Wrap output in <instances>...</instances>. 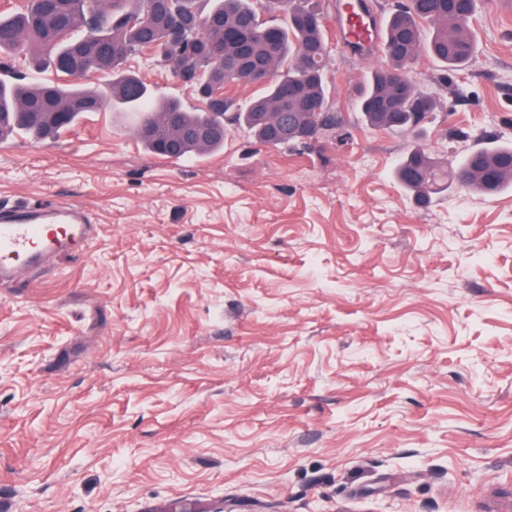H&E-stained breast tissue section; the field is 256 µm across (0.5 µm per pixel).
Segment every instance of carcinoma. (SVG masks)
<instances>
[{
    "mask_svg": "<svg viewBox=\"0 0 512 512\" xmlns=\"http://www.w3.org/2000/svg\"><path fill=\"white\" fill-rule=\"evenodd\" d=\"M270 4H280L285 20L262 17ZM479 0H413L391 3L383 43L385 63L367 79L357 104L368 126L405 132L419 137V129L434 106L433 98L407 78L419 53L427 50L450 68L470 63L475 38L468 25ZM322 13L316 0H24L21 9L0 14V60L29 55L34 70L44 67L72 75L62 66L71 60L80 71L64 87L35 83L25 76L0 78V143L17 135L36 142L56 140L76 127L88 112L103 104L138 115L136 134L151 152L173 159L200 156L224 147L226 132L240 128L258 143L286 148L298 136L283 129L270 130L255 121L260 112L286 116L298 111L296 94L303 93L317 105L312 134L336 139L340 123L325 92L326 29L313 25V15ZM95 15L100 49H112V76L107 92L82 83L87 75L100 72L89 48L88 18ZM146 16V24H129L135 16ZM174 23H185L202 39H224V51L232 56L247 46L256 62L285 73L270 80L265 95L244 107L224 93L245 76L229 72L203 58L182 61L168 56L163 36ZM150 51L155 61L177 67L187 75L185 84L203 98L224 97V110L209 108L191 112L175 98L154 99L148 85L123 70L126 60ZM176 114L184 131L200 126H222L224 132L200 142L173 135L169 117ZM393 175L402 189L418 202L448 188L450 183L493 193L512 185V147L476 150L456 168H447L419 146L409 148L396 164Z\"/></svg>",
    "mask_w": 512,
    "mask_h": 512,
    "instance_id": "obj_1",
    "label": "carcinoma"
}]
</instances>
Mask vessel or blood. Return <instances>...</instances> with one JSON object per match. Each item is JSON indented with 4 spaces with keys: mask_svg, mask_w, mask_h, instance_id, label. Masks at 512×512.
I'll use <instances>...</instances> for the list:
<instances>
[{
    "mask_svg": "<svg viewBox=\"0 0 512 512\" xmlns=\"http://www.w3.org/2000/svg\"><path fill=\"white\" fill-rule=\"evenodd\" d=\"M336 31L350 43L378 45V26L368 24L357 10H344ZM92 232L83 210L65 203H40L8 212L0 211V280H12L21 268L56 263L69 253L76 239H87Z\"/></svg>",
    "mask_w": 512,
    "mask_h": 512,
    "instance_id": "1",
    "label": "vessel or blood"
}]
</instances>
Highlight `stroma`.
<instances>
[{
  "label": "stroma",
  "mask_w": 512,
  "mask_h": 512,
  "mask_svg": "<svg viewBox=\"0 0 512 512\" xmlns=\"http://www.w3.org/2000/svg\"><path fill=\"white\" fill-rule=\"evenodd\" d=\"M470 26L465 68L411 72L436 97L417 141L451 165L512 145V11ZM382 62L329 40L341 145L234 129L171 159L109 109L0 145V208L94 226L0 286V512H512V188L404 192L417 141L356 110Z\"/></svg>",
  "instance_id": "stroma-1"
}]
</instances>
